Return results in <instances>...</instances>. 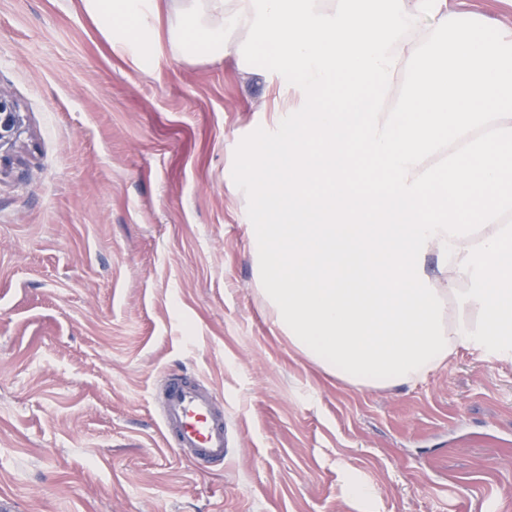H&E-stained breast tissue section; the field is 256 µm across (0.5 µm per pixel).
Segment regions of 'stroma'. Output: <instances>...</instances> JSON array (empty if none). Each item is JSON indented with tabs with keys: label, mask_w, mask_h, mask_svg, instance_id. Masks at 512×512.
Returning a JSON list of instances; mask_svg holds the SVG:
<instances>
[{
	"label": "stroma",
	"mask_w": 512,
	"mask_h": 512,
	"mask_svg": "<svg viewBox=\"0 0 512 512\" xmlns=\"http://www.w3.org/2000/svg\"><path fill=\"white\" fill-rule=\"evenodd\" d=\"M0 89L28 128L0 174L13 512H512V362L461 349L357 389L277 325L231 187L275 153L269 76L241 79L231 57L143 72L79 0H0ZM169 369L221 394L223 467L165 446L152 394Z\"/></svg>",
	"instance_id": "stroma-1"
}]
</instances>
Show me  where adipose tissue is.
I'll return each mask as SVG.
<instances>
[{
	"label": "adipose tissue",
	"mask_w": 512,
	"mask_h": 512,
	"mask_svg": "<svg viewBox=\"0 0 512 512\" xmlns=\"http://www.w3.org/2000/svg\"><path fill=\"white\" fill-rule=\"evenodd\" d=\"M80 4L142 71L231 50L258 73L243 29L273 50L297 103L277 165L256 152L240 180L262 293L303 357L359 389L461 348L512 362V27L485 32L448 0Z\"/></svg>",
	"instance_id": "obj_1"
}]
</instances>
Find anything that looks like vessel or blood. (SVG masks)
<instances>
[{
    "instance_id": "b4317fda",
    "label": "vessel or blood",
    "mask_w": 512,
    "mask_h": 512,
    "mask_svg": "<svg viewBox=\"0 0 512 512\" xmlns=\"http://www.w3.org/2000/svg\"><path fill=\"white\" fill-rule=\"evenodd\" d=\"M218 397L216 388L193 375L166 373L156 391L166 446L199 464L223 465L234 451V436Z\"/></svg>"
}]
</instances>
